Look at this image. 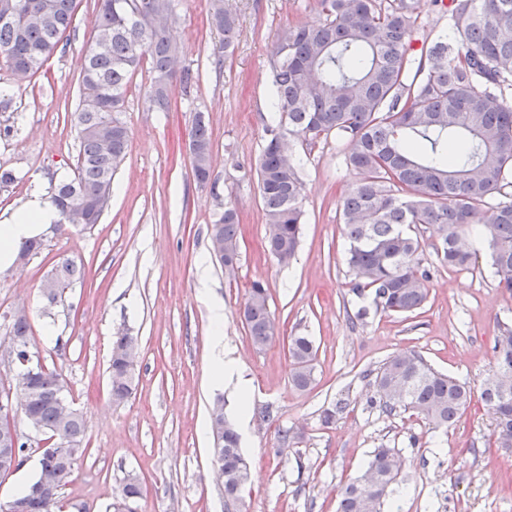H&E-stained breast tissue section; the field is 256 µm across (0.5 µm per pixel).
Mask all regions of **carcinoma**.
Segmentation results:
<instances>
[{"mask_svg": "<svg viewBox=\"0 0 512 512\" xmlns=\"http://www.w3.org/2000/svg\"><path fill=\"white\" fill-rule=\"evenodd\" d=\"M448 13L457 49L440 37L428 58L410 53L420 0H318L323 19L314 27H286L270 53L280 126L308 146L332 136L345 140V160L355 181L341 209L348 243L352 291L369 290L376 306L395 314L413 313L428 297V270L422 268L419 229L435 234L443 266L471 268L477 249L465 233L478 227L498 284L512 290V0H431ZM77 0H0V57L13 82L22 86L58 50L72 29ZM100 24L87 50L80 97L97 107L77 112L79 152L73 176L51 188L60 221L65 211L84 208L87 228L99 222L112 196V180L125 159L129 132L121 118L128 84L146 60L149 108L166 112L174 82L191 84L181 66V48L171 36L173 0H98ZM210 23L233 45L237 16L224 0H211ZM112 143V151L103 149ZM196 180L211 178V136L203 118L189 135ZM259 190L269 252L282 264L295 257L303 219V183L284 140L269 130L258 161ZM238 217L226 203L211 225L210 238L224 241V270L238 263ZM83 276L71 260L57 264L42 283L48 305ZM244 321L253 345L275 336L262 282L253 283ZM8 336L22 345L15 384L24 388L23 413L29 426L63 443L57 456L42 455L39 477L15 497L23 512H54L59 496L35 488L46 477L62 488L85 452L82 411L66 396L62 375L41 363H26L32 328L26 315L13 314ZM291 382L299 390L314 383L317 350L308 336L290 337ZM138 338L114 337L111 348L112 403L134 390ZM496 371L480 399L494 415L499 448H512V329L495 345ZM379 396L378 408L392 415L412 410L435 429H448L471 402V392L435 370L417 353H398L367 373ZM215 456L222 465L227 512H243L242 490L249 463L240 436L215 402L210 412ZM402 458L383 446L373 451L363 473L339 491L338 512H380L392 491ZM141 498L137 476L125 477L114 512H135Z\"/></svg>", "mask_w": 512, "mask_h": 512, "instance_id": "1", "label": "carcinoma"}]
</instances>
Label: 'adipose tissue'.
I'll list each match as a JSON object with an SVG mask.
<instances>
[{
  "mask_svg": "<svg viewBox=\"0 0 512 512\" xmlns=\"http://www.w3.org/2000/svg\"><path fill=\"white\" fill-rule=\"evenodd\" d=\"M55 208L42 196H34L9 219L0 222V268L10 267L20 246L41 237L57 220Z\"/></svg>",
  "mask_w": 512,
  "mask_h": 512,
  "instance_id": "ef3b65f1",
  "label": "adipose tissue"
}]
</instances>
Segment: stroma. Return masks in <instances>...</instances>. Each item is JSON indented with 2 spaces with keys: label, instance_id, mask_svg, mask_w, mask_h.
<instances>
[{
  "label": "stroma",
  "instance_id": "35a3bbf8",
  "mask_svg": "<svg viewBox=\"0 0 512 512\" xmlns=\"http://www.w3.org/2000/svg\"><path fill=\"white\" fill-rule=\"evenodd\" d=\"M224 2L239 20L230 49L209 24L210 0H174L173 33L194 81L175 84L169 111L155 112L145 100L149 69L137 68L121 114L129 148L99 223L50 227L36 255L0 269V340L7 314L25 308L33 352L62 374L85 415L86 450L61 491L62 512H109L130 473L142 486L137 512H224L208 431L219 398L250 462L246 512H337L341 487L381 446L406 462L381 512H512V449L495 445L494 415L479 398L496 367L497 338L512 327V291L499 286L486 249L470 269L441 266L427 231L421 259L431 279L421 310L391 315L372 294L355 295L341 215L355 175L333 137L308 147L286 135L300 163L304 218L295 260L284 266L271 256L257 174L266 130L277 121L269 56L283 28L318 23L319 7L316 0ZM98 21L96 0H80L67 45L24 86H15L0 63V171L14 176L0 184L1 217L73 174L77 62ZM449 32L447 13L426 2L413 27V53ZM199 116L212 136L205 185L194 177L188 148ZM222 201L239 217V261L230 275L209 236ZM65 258L81 264L84 277L62 303L45 308L41 283ZM202 261L209 266L204 283L196 274ZM257 281L268 290L276 326L260 350L240 315ZM212 301L224 305V344L245 394L213 382ZM362 308L366 318L356 319ZM120 333L137 336L140 355L135 389L115 405L109 361ZM295 334L309 336L317 350L315 382L306 391L290 380L288 343ZM410 350L473 394L449 430L432 428L413 411L389 416L369 403L375 389L367 372ZM340 399L343 412L322 424V411ZM284 428L295 436L286 446L279 440Z\"/></svg>",
  "mask_w": 512,
  "mask_h": 512
}]
</instances>
